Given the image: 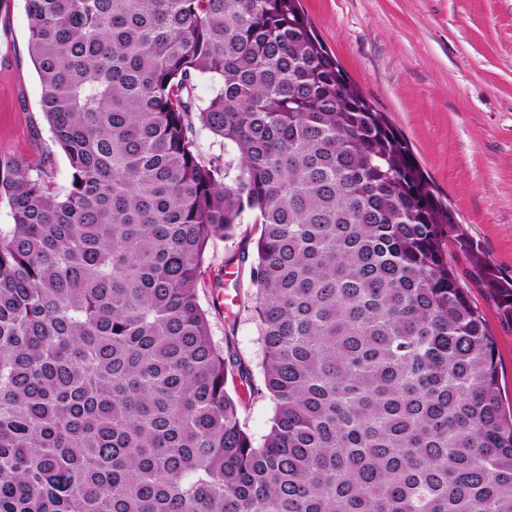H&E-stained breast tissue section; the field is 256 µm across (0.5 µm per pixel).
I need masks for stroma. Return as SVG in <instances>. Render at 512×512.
Returning <instances> with one entry per match:
<instances>
[{
    "label": "stroma",
    "instance_id": "35a3bbf8",
    "mask_svg": "<svg viewBox=\"0 0 512 512\" xmlns=\"http://www.w3.org/2000/svg\"><path fill=\"white\" fill-rule=\"evenodd\" d=\"M352 83L410 143L434 192L467 236L512 276V0H301ZM25 0L0 7V156L52 158L56 182L69 165L40 110L42 87L27 52ZM255 227L210 241L199 285L217 344L233 338L259 370L251 265L228 264ZM448 261L468 286L495 340L512 399V320L483 288L456 245ZM223 274V287L214 277Z\"/></svg>",
    "mask_w": 512,
    "mask_h": 512
}]
</instances>
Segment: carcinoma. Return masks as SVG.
Here are the masks:
<instances>
[{
  "mask_svg": "<svg viewBox=\"0 0 512 512\" xmlns=\"http://www.w3.org/2000/svg\"><path fill=\"white\" fill-rule=\"evenodd\" d=\"M25 2L69 179L0 159V512H512V407L444 242L511 318L512 277L299 0ZM246 220L258 383L198 293ZM244 397L247 399L243 405L242 416L249 432L256 441L260 442L268 431L273 414V404L267 398L255 397L248 401V394Z\"/></svg>",
  "mask_w": 512,
  "mask_h": 512,
  "instance_id": "obj_1",
  "label": "carcinoma"
}]
</instances>
